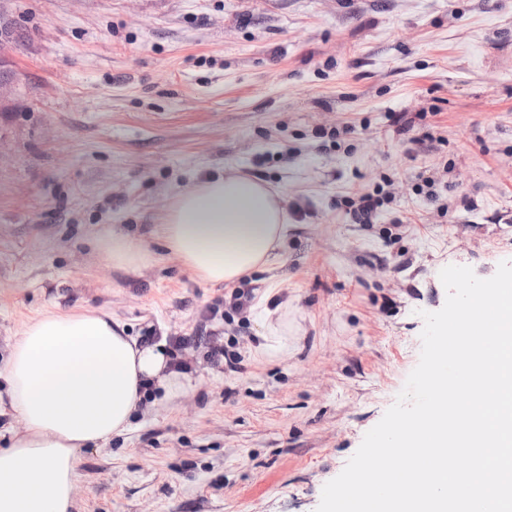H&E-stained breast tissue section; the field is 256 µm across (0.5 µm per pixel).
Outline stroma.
<instances>
[{"label": "stroma", "mask_w": 512, "mask_h": 512, "mask_svg": "<svg viewBox=\"0 0 512 512\" xmlns=\"http://www.w3.org/2000/svg\"><path fill=\"white\" fill-rule=\"evenodd\" d=\"M0 27V359L79 309L168 347L204 325L227 354L178 352L192 389L81 452L78 512H316L417 366L440 270L512 261V0H0ZM227 170L286 199L282 257L247 281L274 337L151 235ZM379 189L354 223L345 199ZM109 231L154 262L112 267ZM391 199L380 196L377 194H365L359 197L357 201L351 200L350 212L359 224H372L374 217L377 215L379 209L385 204V201L390 202Z\"/></svg>", "instance_id": "stroma-1"}]
</instances>
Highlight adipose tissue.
I'll use <instances>...</instances> for the list:
<instances>
[{
    "label": "adipose tissue",
    "instance_id": "obj_1",
    "mask_svg": "<svg viewBox=\"0 0 512 512\" xmlns=\"http://www.w3.org/2000/svg\"><path fill=\"white\" fill-rule=\"evenodd\" d=\"M284 195L246 175H216L167 204L155 237L201 283L234 284L281 257ZM117 268L137 270L152 253L136 238L98 240ZM191 378L163 345L127 335L97 309L47 311L29 322L0 363V512H75L79 453L126 433L148 389L169 398Z\"/></svg>",
    "mask_w": 512,
    "mask_h": 512
}]
</instances>
